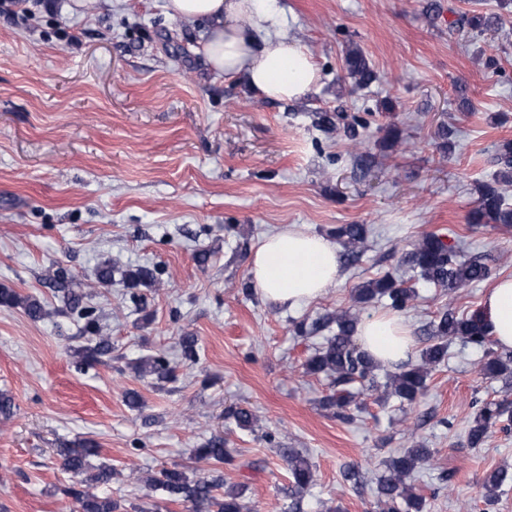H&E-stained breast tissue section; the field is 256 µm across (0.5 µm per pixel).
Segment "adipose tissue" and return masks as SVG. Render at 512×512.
<instances>
[{
    "mask_svg": "<svg viewBox=\"0 0 512 512\" xmlns=\"http://www.w3.org/2000/svg\"><path fill=\"white\" fill-rule=\"evenodd\" d=\"M170 16L207 26L203 52L217 73L243 81L266 100H299L320 77L306 46L289 37L260 0H166ZM250 275L262 299L301 308L335 288L341 279L336 243L287 224L267 235L253 254ZM481 312L498 350L512 351V277L499 279L481 300ZM357 337L377 362L396 366L415 340L401 315L375 314L359 322Z\"/></svg>",
    "mask_w": 512,
    "mask_h": 512,
    "instance_id": "1",
    "label": "adipose tissue"
}]
</instances>
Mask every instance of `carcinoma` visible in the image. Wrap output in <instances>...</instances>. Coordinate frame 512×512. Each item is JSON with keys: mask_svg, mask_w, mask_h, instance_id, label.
Instances as JSON below:
<instances>
[{"mask_svg": "<svg viewBox=\"0 0 512 512\" xmlns=\"http://www.w3.org/2000/svg\"><path fill=\"white\" fill-rule=\"evenodd\" d=\"M501 21L497 13L471 11L461 14L456 24L472 32L482 33ZM346 70L357 85L367 86L375 74L366 57L357 49L345 56ZM494 163L497 166L494 184L479 187L477 208L473 220L485 224H512V208L505 206L497 188L499 183H512V139L500 141L495 148ZM368 229L363 224H343L336 227V239L342 243L346 256L356 257L367 239ZM403 261L415 269L421 279L450 291L465 288L485 280L489 268L478 258L460 259L455 250L435 234H426L412 244L405 252ZM125 280L132 285H152L153 273L144 268L127 269L122 272ZM417 298L415 289L406 287L390 276L367 281L358 289L355 302L367 304L375 299L387 301L386 307L392 311L404 312ZM83 295L63 292L65 308L77 313L83 321L87 334L86 343L76 351V368L83 370L100 362L112 354V342L101 334L99 315L95 308L82 305ZM23 305L26 314L33 320L46 315L40 302L22 299L8 288H0V305ZM359 312L338 310L323 317V326L336 325V333L327 337L326 343L316 349L303 363V370L310 375L323 374L333 379L340 390L326 396L323 405L327 408H344L353 402V396L342 389L356 380L366 384V390L375 391L377 381L376 363L365 351L353 342ZM458 340L463 345L483 351L487 360L482 366L484 375L490 378L512 376V352L498 354L493 349V341L483 323L481 313L460 314L453 310L441 312L430 322L426 345L421 349L416 363H405L386 377L385 392L402 403L412 405L424 394L431 373L448 360V342ZM171 360L163 353L139 360L135 370L141 376H153L160 381H170L175 377ZM512 408V400L504 397L484 403L476 412L467 431L471 447L482 445L496 423ZM97 454L91 446L61 448L58 456L61 466L70 475L71 485L67 490L77 512H119L120 505L109 496L97 492L102 485L112 480V469L93 468L89 458ZM197 461L205 463H228L232 451L224 447V439L215 436L193 450ZM432 457V450L423 442L405 448L384 461L383 473L378 478L379 512H425L426 498L418 493L410 483L414 472ZM292 488L298 494L305 492L314 483V471L308 459L290 452L286 457ZM145 484L159 489L167 495V500L190 504L195 512H243L241 495L233 488L223 495L215 494L224 485L223 478L191 477L180 467L166 468L158 477L146 479Z\"/></svg>", "mask_w": 512, "mask_h": 512, "instance_id": "carcinoma-1", "label": "carcinoma"}]
</instances>
